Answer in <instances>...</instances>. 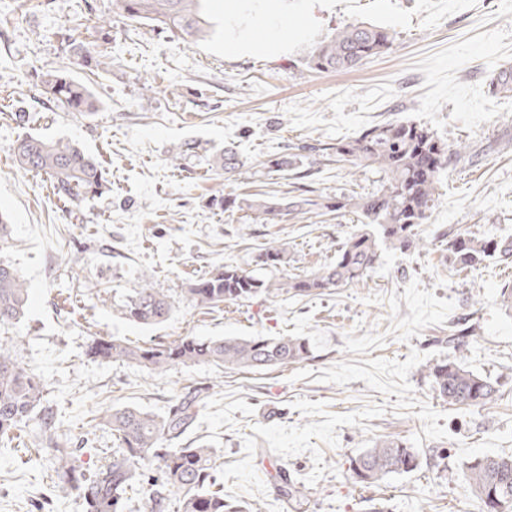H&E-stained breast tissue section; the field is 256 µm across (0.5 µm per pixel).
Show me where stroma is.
Returning a JSON list of instances; mask_svg holds the SVG:
<instances>
[{
    "instance_id": "stroma-1",
    "label": "stroma",
    "mask_w": 512,
    "mask_h": 512,
    "mask_svg": "<svg viewBox=\"0 0 512 512\" xmlns=\"http://www.w3.org/2000/svg\"><path fill=\"white\" fill-rule=\"evenodd\" d=\"M202 40L120 16L114 0H0V212L11 241L0 262L30 289L25 317L0 326L25 367L43 381L73 461L93 471L116 443L99 424L117 405L161 414L188 390L210 392L180 446L213 448L224 500L247 512H285L274 474L307 489L306 512H471L465 464L512 454V258L459 272L449 235L512 240V97L493 91L494 71L512 67V0H207ZM392 29L384 54L349 71L309 69L313 46L340 27ZM255 48L241 50L239 31ZM111 64L90 70L76 45ZM67 70L99 101L90 116L58 112L40 76ZM65 139L100 156L111 190L81 202L59 198L49 176L19 170L9 147L24 129ZM402 120L465 145L446 168L438 199L418 228L423 246L382 249L363 281L300 297L288 293L203 308L187 293L225 265L270 276L259 257L287 252L283 275L317 271L356 228L354 216L297 211L263 220L211 207L214 197L333 198L372 189L332 162L299 172L269 168L305 144L333 142ZM196 152L171 160L175 144ZM233 147L245 166L219 174L206 158ZM150 284L173 303L147 326L117 307ZM469 330L466 367L497 378L483 407L437 397L424 367L453 357L448 335ZM304 336L310 356L283 369L238 373L210 364L156 374L85 355L96 336L138 344L180 336ZM416 448L408 474L359 485L350 456L384 439ZM267 451L257 460L255 449ZM54 465L34 446L0 451V512H83L61 493Z\"/></svg>"
}]
</instances>
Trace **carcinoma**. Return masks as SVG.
Masks as SVG:
<instances>
[{
	"mask_svg": "<svg viewBox=\"0 0 512 512\" xmlns=\"http://www.w3.org/2000/svg\"><path fill=\"white\" fill-rule=\"evenodd\" d=\"M131 19H146L190 37L205 34V0H115ZM395 33L364 23L347 25L333 37L314 46L307 66L318 72L354 69L387 51ZM41 83L56 106L64 112L90 115L99 102L92 90L66 71L46 72ZM492 83L500 94L512 93V67L498 69ZM326 159H335L355 176L365 170L378 176L372 191L343 193L332 201H314L295 196L279 202L246 197H223L222 209L251 210L267 215L288 211L353 213L360 227L336 250V259L319 271L288 277L258 278L233 266H224L195 281L188 292L193 302L214 308L224 302L248 301L262 294L280 292L306 296L317 291L358 282L372 270L380 245L407 250L416 242L417 228L435 205L441 172L451 161L461 160L460 151L439 139L427 126L408 121H389L361 130L356 136L334 143L300 147ZM14 164L28 172L44 173L54 182L56 194L72 202L107 189L102 163L95 155L63 139L28 134L10 148ZM244 165L238 154L226 147L215 154L211 169L226 174ZM448 263L456 270L473 268L484 261L512 254V241L455 234L448 238ZM29 288L17 271L0 264V325L14 324L25 316ZM167 295L149 285L135 291L120 308L126 319L155 325L171 315ZM465 336L457 337L458 356L425 366L426 377L438 396L459 407H482L499 392L500 383L469 370L462 358ZM309 343L300 336L212 337L180 336L170 342L147 346L116 337H96L85 355L94 362H133L152 373H165L179 364H213L243 372L286 367L307 359ZM207 393L185 396L162 414L137 407H113L100 418L114 437L112 456L86 476L69 464L71 440L55 431V412L39 378L23 365L15 350L0 344V441L13 442V432L27 429L41 445L42 453L57 462L56 480L62 492H76L84 512H127L131 493L144 486L152 491V510L160 512L166 491L182 492L181 512H242L224 502L215 484L213 449L174 448L193 423ZM350 478L359 484H374L391 474L411 473L420 467L416 449L385 439L348 458ZM465 491L478 504V512H512V455H484L465 465ZM285 508L303 512L305 486L287 479L278 489Z\"/></svg>",
	"mask_w": 512,
	"mask_h": 512,
	"instance_id": "carcinoma-1",
	"label": "carcinoma"
}]
</instances>
